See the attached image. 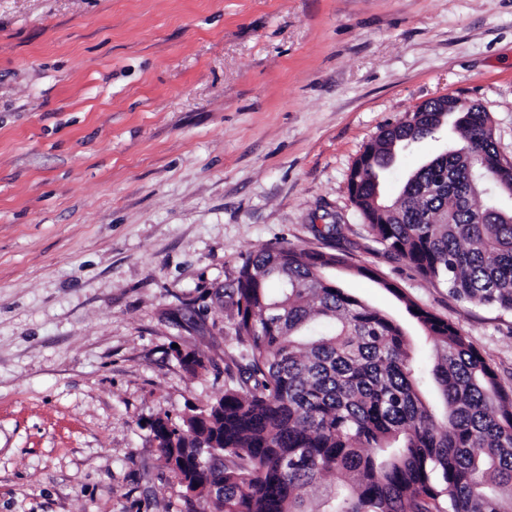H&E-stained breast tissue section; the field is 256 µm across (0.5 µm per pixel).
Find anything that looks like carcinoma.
Instances as JSON below:
<instances>
[{
    "instance_id": "cac0c4a2",
    "label": "carcinoma",
    "mask_w": 512,
    "mask_h": 512,
    "mask_svg": "<svg viewBox=\"0 0 512 512\" xmlns=\"http://www.w3.org/2000/svg\"><path fill=\"white\" fill-rule=\"evenodd\" d=\"M448 100L364 147L350 200L388 254L460 301L512 313V210L496 205L512 198V162L484 109L457 107L462 146L396 197L381 191L393 154L446 124ZM343 262L284 245L244 260L232 304L245 367L210 407L153 430L194 492L184 512H512V391L454 325L408 305L434 351L431 370L417 365L399 321L325 276Z\"/></svg>"
}]
</instances>
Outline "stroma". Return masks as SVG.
Wrapping results in <instances>:
<instances>
[{
  "label": "stroma",
  "mask_w": 512,
  "mask_h": 512,
  "mask_svg": "<svg viewBox=\"0 0 512 512\" xmlns=\"http://www.w3.org/2000/svg\"><path fill=\"white\" fill-rule=\"evenodd\" d=\"M444 95L512 161V0H0V512H181L150 425L220 396L238 352L210 294L271 244L345 254L327 277L423 369L410 304L512 390V314L388 256L347 192ZM458 144L401 152L385 193Z\"/></svg>",
  "instance_id": "stroma-1"
}]
</instances>
